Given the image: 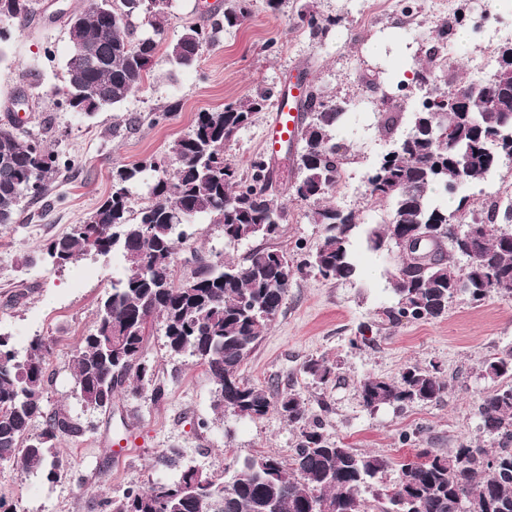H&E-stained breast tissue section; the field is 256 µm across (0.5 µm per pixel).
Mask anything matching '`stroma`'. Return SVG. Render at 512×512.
<instances>
[{"label":"stroma","instance_id":"1","mask_svg":"<svg viewBox=\"0 0 512 512\" xmlns=\"http://www.w3.org/2000/svg\"><path fill=\"white\" fill-rule=\"evenodd\" d=\"M326 15H342V26L326 36L309 37L293 24L303 2ZM374 0H286L279 14L256 6L240 27L221 32L216 47L207 49L198 65H170L166 47L185 26L208 22L229 0H172V20L158 35L159 48L145 85L122 105L92 116L56 109L52 101L66 82L69 51L67 12L88 0H40L28 24L12 29L0 44V123L7 113L20 114L26 127L50 122V150L69 167L52 184L46 199L24 200L15 224H0V332L26 351L38 336L50 339L46 357L50 384L45 409L67 408L87 425L78 441H62L65 476L48 484L32 475L18 478L0 467V500L11 512H95L93 499L115 496L130 483L172 476L156 463L159 453L176 450L180 465L210 476H223L236 461L275 454L289 458L295 439L287 419L277 410L261 418H240L213 408L216 384L204 366L188 356L171 355L161 323H154L144 355L164 382L166 396L153 400L150 390L119 393L108 412L84 411L74 393L69 360L92 327L100 299L121 272L119 255L88 256L61 269L45 260V248L84 223L112 189V170L167 153L170 144L191 128L197 113L223 107L256 86L279 88L296 73L307 85L348 103V120L337 132L348 150V184L337 185L327 204L354 211L360 223L378 224L387 203L372 199L363 183L368 166L384 150L377 129L382 103L371 102L367 81L386 69L396 74L426 63L435 26L449 15L451 0H393L392 11L374 14ZM27 109H19L18 97ZM178 111L165 121L154 115L171 100ZM274 115L258 113L225 150L228 160L245 166L262 150V135ZM280 184L279 203L286 219L273 245L297 254L313 248L322 235L312 220L313 202L297 199L294 174L286 155L272 162ZM248 242L229 244L220 225L201 224L176 245L178 275L190 273V257L207 261H240ZM388 253L365 254L357 278L330 282L308 274L293 282L268 334L242 366L249 384L269 393L300 390L311 416L321 420L324 434L364 454L399 462L421 449L444 452L457 441L491 447L478 430L476 408L493 382L482 363L490 354L512 349V296L496 295L483 304L457 296L437 320L401 321L382 318L393 304L384 271ZM337 364L339 378L322 385L302 371L312 358ZM436 366L448 390L433 405L401 410L384 406L366 409L357 393L366 375L394 378L407 365Z\"/></svg>","mask_w":512,"mask_h":512}]
</instances>
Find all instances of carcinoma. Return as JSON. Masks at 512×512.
<instances>
[{
  "mask_svg": "<svg viewBox=\"0 0 512 512\" xmlns=\"http://www.w3.org/2000/svg\"><path fill=\"white\" fill-rule=\"evenodd\" d=\"M8 2L7 10L0 9V43L12 28L28 23L39 6V0ZM119 2L110 14L102 0L74 12L66 87L53 102L55 108L91 115L123 104L148 79L158 48L155 36L170 23L171 13L155 7L154 0ZM255 4L231 0L222 19L208 27H185L168 47V61L184 68L195 65L203 49L218 45L222 31L251 17ZM135 18L153 35L133 39ZM342 23V16H325L305 3L294 25L316 38ZM469 23V14L457 12L438 25L428 64L397 87L434 85L438 46L456 40L460 27ZM453 94L434 90L429 104L408 114L399 104L379 115L382 134L401 144L398 154L381 157L367 175L369 195L389 205L387 221L366 227L355 212L322 205L313 213L322 238L300 259L256 247L239 262L197 259L189 277L176 279V240L201 219L222 225L229 244L279 234L286 213L276 200L268 158L252 156L242 173L224 157V140L273 104L272 90L261 86L220 109L197 113L190 132L174 140L167 155L112 169V192L84 223L47 245L49 263L57 250L72 264L116 247L125 261L124 276L112 282L92 329L69 361L85 410L111 409L115 393L130 380L137 390L152 385L156 401L165 397L143 357L149 331L159 319L169 352L196 359L215 380V409L254 419L275 407L297 431L288 462L268 454L247 458L227 482L183 468L173 478L146 487L133 483L120 496L96 500L99 512H311L314 503L323 512H512V349L482 367L495 385L479 399V429L494 447L463 441L446 454L424 449L417 460L399 465L326 438L321 423L310 418L301 392L290 388L273 398L240 375L297 278L311 272L336 282L356 277L353 243L361 237L370 251L381 253L399 247L397 239L429 228L441 234L438 256L424 271L412 272L403 253L386 272L394 305L384 315L391 323L437 320L459 292L473 304L495 294L512 295V231L507 229L512 201H495L484 212L467 195H453L457 205L452 210L439 199L454 186L480 180L501 162L512 161V142L504 139L512 134V41L497 47L496 69L479 82L475 94L464 90L462 101L452 105ZM472 113L480 115V123H471ZM345 114L346 102L309 89L294 161L298 198L320 202L336 188L348 160L347 148L336 142ZM442 123L451 133L446 147L437 141ZM52 134L46 123L36 130L15 119L0 125V224L17 223L20 201L45 197L60 172L59 154L47 147ZM145 171L155 173V182L149 186L148 204L135 211L131 188ZM456 258L464 265H455ZM49 350V341L37 337L21 357L0 333V463L9 464L20 478L39 474L54 484L64 475L57 445L83 437L87 427L65 409L43 406ZM303 372L322 384L337 378L336 365L323 357L307 361ZM446 390L436 369L418 364L406 366L395 378L368 375L357 387L369 410L430 404ZM37 419L41 429L34 433ZM392 468L397 470L395 483L371 502L363 498V488Z\"/></svg>",
  "mask_w": 512,
  "mask_h": 512,
  "instance_id": "carcinoma-1",
  "label": "carcinoma"
}]
</instances>
